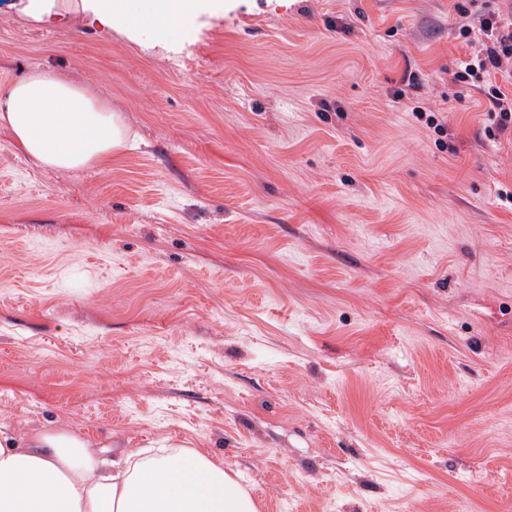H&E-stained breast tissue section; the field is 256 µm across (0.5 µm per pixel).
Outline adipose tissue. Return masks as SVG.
<instances>
[{"mask_svg": "<svg viewBox=\"0 0 512 512\" xmlns=\"http://www.w3.org/2000/svg\"><path fill=\"white\" fill-rule=\"evenodd\" d=\"M154 0L131 12L129 0H27L23 11L39 22L82 12L111 27L124 19L138 31L154 17ZM0 126L33 163L75 171L125 149L119 113L85 85L41 69L31 71L0 98ZM0 512H257L251 495L223 462L186 448L131 451L102 458L95 443L65 430L15 439L0 435Z\"/></svg>", "mask_w": 512, "mask_h": 512, "instance_id": "ef3b65f1", "label": "adipose tissue"}]
</instances>
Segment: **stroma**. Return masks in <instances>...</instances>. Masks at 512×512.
I'll use <instances>...</instances> for the list:
<instances>
[{
    "label": "stroma",
    "instance_id": "35a3bbf8",
    "mask_svg": "<svg viewBox=\"0 0 512 512\" xmlns=\"http://www.w3.org/2000/svg\"><path fill=\"white\" fill-rule=\"evenodd\" d=\"M466 2L135 38L1 4L0 96L53 71L129 145L67 173L0 128V433L198 449L259 512H512V137L443 102Z\"/></svg>",
    "mask_w": 512,
    "mask_h": 512
}]
</instances>
